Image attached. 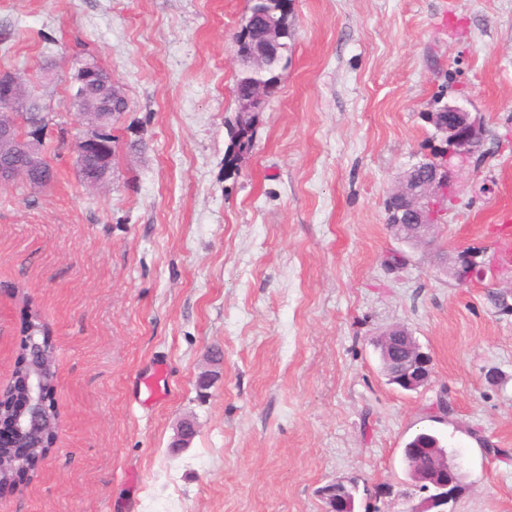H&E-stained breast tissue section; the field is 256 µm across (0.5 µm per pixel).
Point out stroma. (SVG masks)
I'll return each instance as SVG.
<instances>
[{
	"label": "stroma",
	"mask_w": 512,
	"mask_h": 512,
	"mask_svg": "<svg viewBox=\"0 0 512 512\" xmlns=\"http://www.w3.org/2000/svg\"><path fill=\"white\" fill-rule=\"evenodd\" d=\"M246 6L0 0V72L27 76L54 171L40 191L0 188V394L36 315L58 412L0 512H324L339 480L356 481L355 512H405L403 448L428 425L464 472L449 512H512V309L492 300L512 298V0H293L279 90L229 173ZM84 53L128 100L96 189L71 140ZM437 98L481 114L484 156L411 248L384 202L435 146ZM464 249L487 268L461 285ZM394 326L432 356L426 387L383 375L374 342ZM158 363L152 400L140 380ZM187 418L197 434L173 447Z\"/></svg>",
	"instance_id": "35a3bbf8"
}]
</instances>
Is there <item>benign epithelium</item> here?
I'll use <instances>...</instances> for the list:
<instances>
[{"label": "benign epithelium", "instance_id": "obj_1", "mask_svg": "<svg viewBox=\"0 0 512 512\" xmlns=\"http://www.w3.org/2000/svg\"><path fill=\"white\" fill-rule=\"evenodd\" d=\"M280 49V37L273 23H268L263 39L254 46L253 59L263 63ZM72 76L73 97L82 102L86 89L96 80L99 71L92 58L75 59ZM238 112L247 118L261 111L268 100V88L254 86L243 96L235 95ZM0 102L10 106L0 112V187L18 181L23 173L48 174L43 151L48 122L44 121L26 131H20L22 112L27 107L26 84L19 77L0 81ZM117 112L95 113L88 117L80 114V122L73 134L81 177L89 187H97L110 178L112 172V146L108 141L112 122ZM437 137L448 144L443 160L426 156L412 165L400 186L390 198L400 207L396 210L395 235L404 243L421 246L438 226L434 204L455 203V176L464 166L482 157L484 122L480 114H472L462 106L449 102L444 111L428 113ZM479 253L462 250L454 258L453 270H466L464 278L472 282L485 275L484 262ZM385 368L408 391L426 386L433 374V360L423 351L416 339L401 328L389 330L378 341ZM21 356L26 365L19 376L20 392L13 394L9 408H0V422L12 429L8 448L11 458L0 462V470L11 475L32 472L31 464L40 463L34 454L44 447L47 437L55 433V413L46 407L40 388L57 382L55 361L42 328L32 325L27 329ZM344 482L337 481L323 488L325 512H347L339 497ZM460 486V467L440 457L433 467L415 480L421 493L420 501L407 512H448Z\"/></svg>", "mask_w": 512, "mask_h": 512}]
</instances>
